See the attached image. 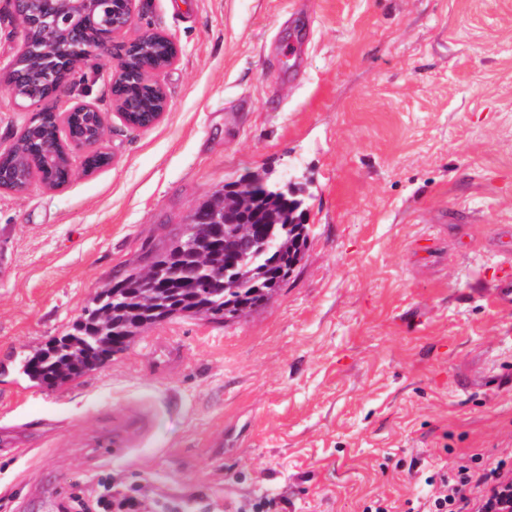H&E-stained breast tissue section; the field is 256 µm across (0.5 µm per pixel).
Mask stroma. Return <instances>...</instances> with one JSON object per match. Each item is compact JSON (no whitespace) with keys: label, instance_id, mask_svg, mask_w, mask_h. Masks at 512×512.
<instances>
[{"label":"stroma","instance_id":"1","mask_svg":"<svg viewBox=\"0 0 512 512\" xmlns=\"http://www.w3.org/2000/svg\"><path fill=\"white\" fill-rule=\"evenodd\" d=\"M148 32L180 48L165 118L127 128L109 62L82 66L69 99L105 113L113 163L0 189V512H58L68 476L194 512H404L433 466L512 448V308L471 291L512 238V0H136L120 38ZM263 168L312 194L264 309L162 323L59 390L16 373Z\"/></svg>","mask_w":512,"mask_h":512}]
</instances>
